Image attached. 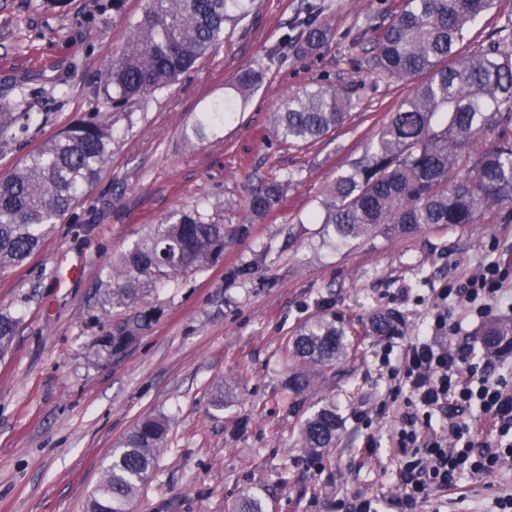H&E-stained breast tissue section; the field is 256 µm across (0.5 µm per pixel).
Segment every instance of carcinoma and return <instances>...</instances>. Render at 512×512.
<instances>
[{
	"mask_svg": "<svg viewBox=\"0 0 512 512\" xmlns=\"http://www.w3.org/2000/svg\"><path fill=\"white\" fill-rule=\"evenodd\" d=\"M255 0H147L122 54L104 72L107 98L128 104L162 91L194 68L224 35L249 17ZM495 0H403V7L367 48L371 69L390 79H420L382 125L359 160L336 177L308 223L323 225L336 245L347 246L378 229L407 235L423 225L463 229L489 208L512 204V52L492 41L488 48L458 54L464 34ZM303 33L295 55L303 58L328 42L331 25L324 5L309 0L298 18ZM266 68L254 62L241 68L231 92L197 117L187 141L220 127L244 110L263 82ZM354 107L350 92L316 84L285 96L273 112L277 135L307 144L342 126ZM112 154V115L94 118L47 141L11 173L0 176V269L23 262L54 225L93 184ZM295 181L290 173L253 189L246 219L228 228L202 211L175 212L119 258L120 273L100 289L101 304L137 310L98 340L99 350L119 355L133 346L152 321L144 285L169 282L200 270L224 253L226 239L243 237L267 217ZM18 321L0 314V359L12 344ZM353 325L343 317L320 315L292 336L288 353L297 368L289 376L293 405L304 401L313 384L347 357ZM484 346L497 347L512 336L511 324H491ZM340 421L323 407L300 429L305 447L331 448ZM168 420L149 416L137 423L112 450L85 512H130L148 472L166 447Z\"/></svg>",
	"mask_w": 512,
	"mask_h": 512,
	"instance_id": "carcinoma-1",
	"label": "carcinoma"
}]
</instances>
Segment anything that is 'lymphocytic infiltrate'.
Listing matches in <instances>:
<instances>
[{
    "mask_svg": "<svg viewBox=\"0 0 512 512\" xmlns=\"http://www.w3.org/2000/svg\"><path fill=\"white\" fill-rule=\"evenodd\" d=\"M511 273L493 262L440 289L424 332L405 337L393 327L381 348L389 396L406 406L390 445L403 488L393 501L396 512H416L436 495L453 497L462 469L489 475L512 460V382L494 375L490 360H477L473 347L459 340L448 310L453 300L489 315Z\"/></svg>",
    "mask_w": 512,
    "mask_h": 512,
    "instance_id": "obj_1",
    "label": "lymphocytic infiltrate"
}]
</instances>
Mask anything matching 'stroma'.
<instances>
[{
    "label": "stroma",
    "instance_id": "stroma-1",
    "mask_svg": "<svg viewBox=\"0 0 512 512\" xmlns=\"http://www.w3.org/2000/svg\"><path fill=\"white\" fill-rule=\"evenodd\" d=\"M303 2L257 0L255 15L226 29L174 85L115 109L105 66L126 46L145 0H124L117 13L112 0H67L61 11L45 0H0V104L19 113L0 134V175L93 113H111L113 128L98 179L38 251L0 271V313L19 322L0 359V512H83L113 448L149 414L166 416L170 432L131 512H231L252 495L266 512H331L339 499L399 495L389 437L403 404L374 414L388 379L378 361L385 338L373 320L397 310L405 335L416 334L439 288L512 255V221L497 208L463 230H382L341 249L305 223L414 84L350 63L355 38L383 29L403 0H322L331 37L299 59L289 42L302 33ZM503 30L512 33V0H498L461 53ZM254 60L266 77L245 110L187 146L184 131ZM321 82L351 89L350 119L322 140L283 142L271 123L281 99ZM291 172L296 184L223 260L151 291L154 321L131 349L99 352V337L128 314L102 308L99 288L150 225L196 208L242 223L248 188ZM248 265L252 273L231 277ZM332 313L353 323L358 354L293 410L286 344L303 322ZM222 379L235 387L219 408L212 392ZM328 403L343 422L318 458L304 447L299 422ZM459 483L462 498L434 496L418 512H498L497 498L512 495V466L489 477L465 473Z\"/></svg>",
    "mask_w": 512,
    "mask_h": 512
}]
</instances>
